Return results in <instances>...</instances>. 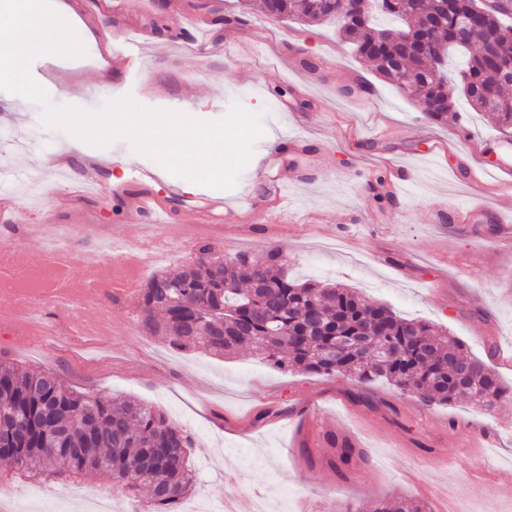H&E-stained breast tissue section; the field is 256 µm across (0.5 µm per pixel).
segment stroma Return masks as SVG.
Returning a JSON list of instances; mask_svg holds the SVG:
<instances>
[{"instance_id": "1", "label": "stroma", "mask_w": 512, "mask_h": 512, "mask_svg": "<svg viewBox=\"0 0 512 512\" xmlns=\"http://www.w3.org/2000/svg\"><path fill=\"white\" fill-rule=\"evenodd\" d=\"M252 2L248 9L239 0H209L236 19L209 28L212 50L204 57L193 43L172 47L158 34L141 46L147 70H127L104 53L103 38L139 24L130 12L102 18L95 39L84 42L86 56L33 62L52 104L95 110L129 95L205 121L238 104L260 114L263 140L275 148L267 158L252 157L236 186L250 207L174 242L162 264L132 255L103 268L100 291H110L117 270L135 280L158 268L176 271L202 239L218 252L254 258L276 242L299 282L344 284L401 317L442 326L512 386V363L502 359L512 353V193L505 191L512 153L504 151L512 133L462 99L447 121L430 122L416 99L360 62L334 25L273 21L261 0ZM230 37L252 44L254 53L225 52ZM201 70L208 78H198ZM106 71L112 79L104 91L87 96L84 83ZM43 114L41 104L0 91V195L24 196L22 222L49 233L63 197L51 189L28 198L24 187L32 174L56 179L47 162L74 138L46 126ZM294 131L306 136L304 150L277 147ZM397 166L410 178L393 202H379L375 178ZM132 176L108 172L103 191L81 207L69 305L48 307L36 339L24 318L8 315L0 321V353L75 390L162 410L194 439L196 501L284 495L288 512H337L387 496L423 502L430 512H512L504 489L512 475V400L491 409L466 396L426 406L382 380L281 370L245 348L224 356L179 351L145 332L139 305L88 307L83 255L101 237L129 235L111 185ZM283 191L284 210L277 206ZM460 210L471 211L469 221L457 220ZM483 428L496 432L495 442L483 440ZM332 435L357 450L340 471L330 464ZM0 494L17 512H86L92 496L107 512H149L148 498L130 500L103 473L38 484L15 478Z\"/></svg>"}]
</instances>
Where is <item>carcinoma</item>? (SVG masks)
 I'll list each match as a JSON object with an SVG mask.
<instances>
[{"label": "carcinoma", "mask_w": 512, "mask_h": 512, "mask_svg": "<svg viewBox=\"0 0 512 512\" xmlns=\"http://www.w3.org/2000/svg\"><path fill=\"white\" fill-rule=\"evenodd\" d=\"M398 18V28L373 24V8ZM263 0L267 15L304 23L333 21L357 57L398 91L419 100L427 119L448 120L461 96L476 112H491L500 129L512 130V0ZM479 18L464 42L455 20ZM436 17L440 33L424 50L416 38ZM464 52V65L449 78L441 65L448 52ZM144 329L183 351L229 354L247 345L279 369L309 374H350L364 384L384 379L428 406L467 395L485 407L511 396L495 370L468 355L442 327L406 319L389 307L341 286L301 284L283 265V250L264 257L220 254L203 242L175 273L155 272L141 291ZM466 366L469 377L454 372ZM192 436L162 411L136 400H104L76 391L39 370L0 359V461L13 476L61 479L106 472L131 498L149 492L153 512H179L194 476L187 449ZM372 512H426L405 499H378Z\"/></svg>", "instance_id": "obj_1"}]
</instances>
